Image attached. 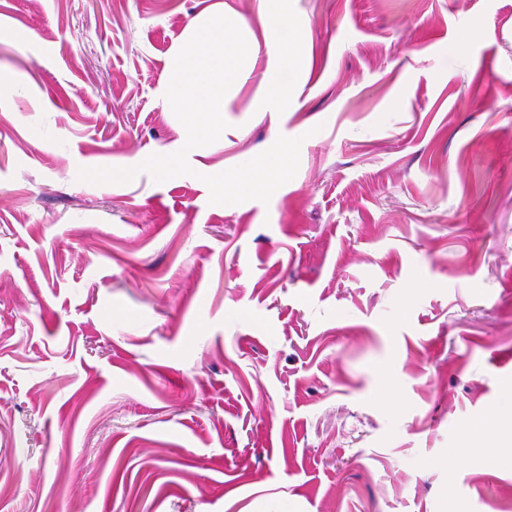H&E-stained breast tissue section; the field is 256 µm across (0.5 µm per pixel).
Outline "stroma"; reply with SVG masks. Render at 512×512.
I'll list each match as a JSON object with an SVG mask.
<instances>
[{"label": "stroma", "mask_w": 512, "mask_h": 512, "mask_svg": "<svg viewBox=\"0 0 512 512\" xmlns=\"http://www.w3.org/2000/svg\"><path fill=\"white\" fill-rule=\"evenodd\" d=\"M0 0V512H512V0ZM251 35L194 175L164 98ZM302 137L269 203L202 175ZM281 0H260L265 22V41L268 51L282 60V67L270 82L269 102L277 112H288L294 107L293 75L291 59L301 57L303 40L288 27L283 15Z\"/></svg>", "instance_id": "stroma-1"}]
</instances>
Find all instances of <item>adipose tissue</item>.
<instances>
[{
    "label": "adipose tissue",
    "instance_id": "adipose-tissue-1",
    "mask_svg": "<svg viewBox=\"0 0 512 512\" xmlns=\"http://www.w3.org/2000/svg\"><path fill=\"white\" fill-rule=\"evenodd\" d=\"M265 22V41L269 52L276 54L282 67L270 82L269 101L277 111L287 112L294 106L293 59L303 51V40L289 28L281 9V0H260Z\"/></svg>",
    "mask_w": 512,
    "mask_h": 512
}]
</instances>
